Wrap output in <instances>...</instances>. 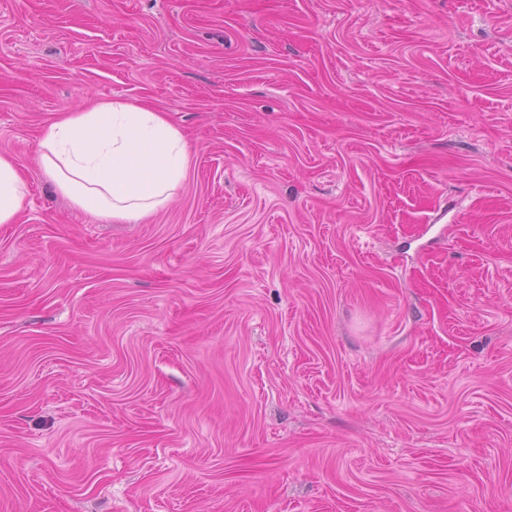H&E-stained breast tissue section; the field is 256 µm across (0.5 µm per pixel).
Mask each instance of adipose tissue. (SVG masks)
<instances>
[{"label": "adipose tissue", "mask_w": 512, "mask_h": 512, "mask_svg": "<svg viewBox=\"0 0 512 512\" xmlns=\"http://www.w3.org/2000/svg\"><path fill=\"white\" fill-rule=\"evenodd\" d=\"M191 149L163 113L109 100L48 124L37 164L56 190L99 222L138 224L165 207L185 180ZM28 186L0 155V224L15 223Z\"/></svg>", "instance_id": "ef3b65f1"}]
</instances>
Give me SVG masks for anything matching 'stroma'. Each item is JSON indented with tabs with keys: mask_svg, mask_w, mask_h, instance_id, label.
Here are the masks:
<instances>
[{
	"mask_svg": "<svg viewBox=\"0 0 512 512\" xmlns=\"http://www.w3.org/2000/svg\"><path fill=\"white\" fill-rule=\"evenodd\" d=\"M144 103L188 174L34 168ZM0 512H512V0H0ZM191 149L162 112L109 100L48 124L37 164L56 190L99 222L138 224L185 180ZM27 194V183L14 160L0 155V224L15 223Z\"/></svg>",
	"mask_w": 512,
	"mask_h": 512,
	"instance_id": "obj_1",
	"label": "stroma"
}]
</instances>
